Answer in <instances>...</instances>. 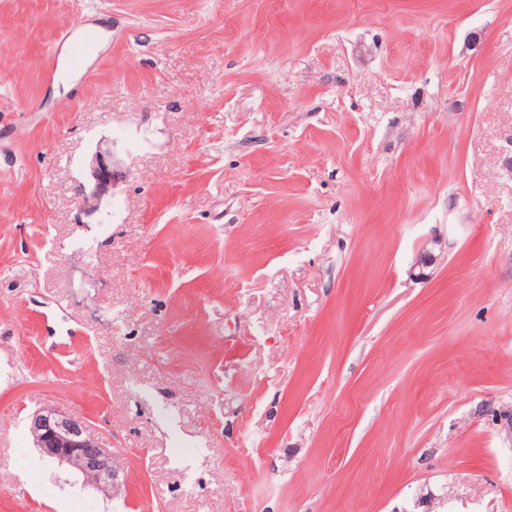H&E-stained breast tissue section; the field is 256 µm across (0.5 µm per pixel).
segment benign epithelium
<instances>
[{
  "instance_id": "benign-epithelium-1",
  "label": "benign epithelium",
  "mask_w": 512,
  "mask_h": 512,
  "mask_svg": "<svg viewBox=\"0 0 512 512\" xmlns=\"http://www.w3.org/2000/svg\"><path fill=\"white\" fill-rule=\"evenodd\" d=\"M111 154V150L100 148L92 155L90 172L94 187L82 197L83 207H92L112 189L117 172L112 169ZM29 431L36 447L47 459L71 467L97 489L112 491L118 486V470L112 453L86 422L52 406H44L31 416Z\"/></svg>"
}]
</instances>
